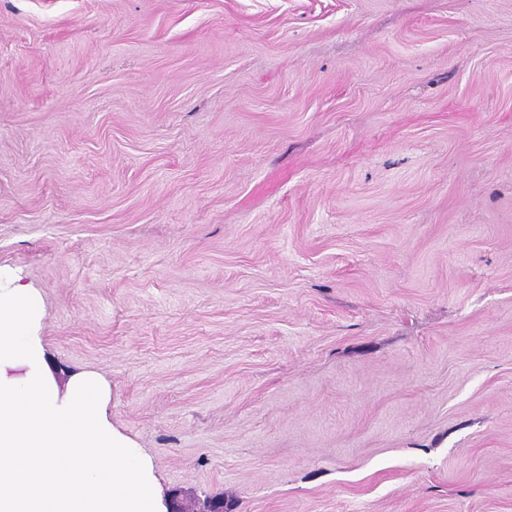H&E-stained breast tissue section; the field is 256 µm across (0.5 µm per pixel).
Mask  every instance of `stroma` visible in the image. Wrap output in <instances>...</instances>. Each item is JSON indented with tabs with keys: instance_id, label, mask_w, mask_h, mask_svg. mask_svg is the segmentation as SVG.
I'll return each mask as SVG.
<instances>
[{
	"instance_id": "35a3bbf8",
	"label": "stroma",
	"mask_w": 512,
	"mask_h": 512,
	"mask_svg": "<svg viewBox=\"0 0 512 512\" xmlns=\"http://www.w3.org/2000/svg\"><path fill=\"white\" fill-rule=\"evenodd\" d=\"M0 270L156 512H512V0H0Z\"/></svg>"
}]
</instances>
